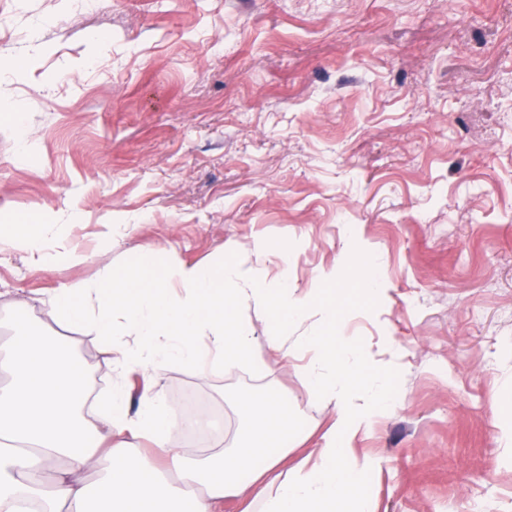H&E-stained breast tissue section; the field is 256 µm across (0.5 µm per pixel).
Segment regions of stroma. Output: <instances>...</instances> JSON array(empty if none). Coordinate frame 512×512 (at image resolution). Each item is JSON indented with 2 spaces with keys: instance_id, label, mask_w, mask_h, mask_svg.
<instances>
[{
  "instance_id": "35a3bbf8",
  "label": "stroma",
  "mask_w": 512,
  "mask_h": 512,
  "mask_svg": "<svg viewBox=\"0 0 512 512\" xmlns=\"http://www.w3.org/2000/svg\"><path fill=\"white\" fill-rule=\"evenodd\" d=\"M106 53L91 55L96 36ZM0 223L54 225L79 259L0 250V326L55 330L40 301L161 246L178 263L225 258L313 288L315 271L375 254L385 290L346 287L344 334L390 362L401 408L358 436L386 462L373 512H512V0H0ZM79 222H72V213ZM287 246L288 266L272 256ZM256 369L186 397L223 417L274 393L321 447L332 417L295 370H269L265 316L241 312ZM64 336L89 394L112 388L94 336Z\"/></svg>"
}]
</instances>
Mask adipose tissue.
Returning <instances> with one entry per match:
<instances>
[{"instance_id": "ef3b65f1", "label": "adipose tissue", "mask_w": 512, "mask_h": 512, "mask_svg": "<svg viewBox=\"0 0 512 512\" xmlns=\"http://www.w3.org/2000/svg\"><path fill=\"white\" fill-rule=\"evenodd\" d=\"M48 227L27 220L0 226V250L37 263L75 260L48 253ZM62 328L90 329L115 356L116 380L97 419L83 414L82 367L58 335L19 323L0 343V512H220L225 495L245 512H371L364 478L378 456L357 457L353 441L398 409L384 366L336 333L335 299L270 285L233 262L170 264L161 248L97 281L57 289L43 301ZM263 311L274 361L301 355L303 382L333 406L314 462L287 466L303 430L283 401L244 399L248 428L223 452L184 456L170 440L161 380L174 365L203 378L252 361L253 329L243 308ZM317 314L312 330L303 325ZM139 374L131 399L125 386Z\"/></svg>"}]
</instances>
